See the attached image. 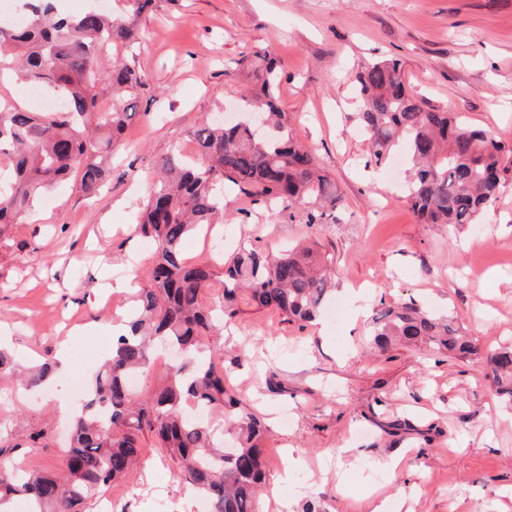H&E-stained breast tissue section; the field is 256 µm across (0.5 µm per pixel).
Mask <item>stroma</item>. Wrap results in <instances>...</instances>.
<instances>
[{"label":"stroma","instance_id":"35a3bbf8","mask_svg":"<svg viewBox=\"0 0 512 512\" xmlns=\"http://www.w3.org/2000/svg\"><path fill=\"white\" fill-rule=\"evenodd\" d=\"M142 40L124 55L145 88L96 195L58 184L0 237V346L22 364L54 357L59 340L84 359L30 392L0 379V467L61 466L70 428L59 406L99 369L106 330L131 299L105 279L139 281L152 253L130 230L153 175L191 133L221 122L247 86L244 55L277 57V98L300 142L336 182L334 222L312 224L232 189L224 240L268 252L303 241L331 262L327 313L302 325L242 307L210 337L230 385L263 418L269 485L262 512H372L404 490L413 512H512V403L481 363L366 344L381 304L415 301L450 316L482 348L512 345V181L479 223H419L404 197V156L371 165L354 119L359 64L396 58L408 88L512 144V0H156ZM303 459L286 470L288 453ZM398 460L397 471L385 463ZM109 512H185L198 493L146 449L138 471L110 489Z\"/></svg>","mask_w":512,"mask_h":512}]
</instances>
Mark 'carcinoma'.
Returning a JSON list of instances; mask_svg holds the SVG:
<instances>
[{"mask_svg":"<svg viewBox=\"0 0 512 512\" xmlns=\"http://www.w3.org/2000/svg\"><path fill=\"white\" fill-rule=\"evenodd\" d=\"M56 2L25 0L27 22L21 27L0 17V77L15 74L61 99L55 112L0 101V154L9 159L0 180V235L72 176L83 193L97 191L112 149L136 118V97L144 87L121 53L141 39L139 18L155 0H121L110 14L90 9L76 16L60 13ZM243 67L257 90L241 96L237 120L193 131L197 159L184 164L167 158L138 212L136 232L150 243L152 265L127 316L130 331L112 337L73 419L62 472L0 470V512L20 500L32 512H87L90 500L133 469L148 438L210 501L211 512H261L266 467L260 443L267 428L244 399L227 390L221 357L206 337L223 333L243 305L272 309L288 322L314 320L328 298L332 269L311 245L273 256L243 244L219 270L187 262L183 244L192 233L224 221L230 184L284 211L311 202L334 208L341 193L281 111L275 95L281 72L270 52H253ZM356 93V117L375 164L387 163L398 145L407 146V199L421 223L475 224L512 179V145L411 95L400 60L362 65ZM103 95L112 99L108 112L99 111ZM217 286L223 288L219 316L204 303ZM368 343L380 352L400 343L480 360L496 395L512 403V347L485 353L450 316L413 302L386 305L373 317ZM170 349L180 352V360L163 369L157 388L139 394L129 379L148 376L155 354ZM50 368L45 361L19 373L20 381L37 390ZM190 403L222 410L225 426L235 429V447H224V426L190 419Z\"/></svg>","mask_w":512,"mask_h":512,"instance_id":"1","label":"carcinoma"}]
</instances>
